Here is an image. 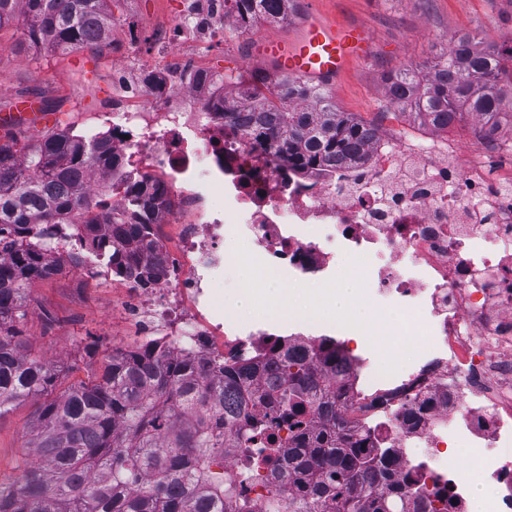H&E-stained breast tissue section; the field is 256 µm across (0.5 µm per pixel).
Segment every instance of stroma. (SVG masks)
I'll list each match as a JSON object with an SVG mask.
<instances>
[{"mask_svg": "<svg viewBox=\"0 0 512 512\" xmlns=\"http://www.w3.org/2000/svg\"><path fill=\"white\" fill-rule=\"evenodd\" d=\"M324 18L339 24H360L370 34L371 51L366 59L352 62L328 83L339 111L373 122L379 132L398 127L420 131L414 115L392 105L385 95V77L401 68L427 69L435 55L449 50L457 36L469 33L484 43L502 49L512 47V0H298ZM112 16L109 43L111 58L77 50L53 53L22 42V26L0 35V101L32 99L50 113L51 128L29 127L37 139L46 131L81 134L84 123L112 96L110 70L119 62L137 68L152 57V45L142 40L128 49L123 32L174 20V0H107ZM294 19L259 18L247 27L227 19L224 35L208 46L204 60L217 72L247 77L263 70L254 53L263 41L292 33ZM22 49H15V42ZM111 283L104 282L87 293L71 285L68 271L30 283L31 306L23 326L24 338L33 354L54 364L61 386L91 379L112 354V325L105 317L112 301ZM282 297L292 307H304L315 298L304 288L284 289L279 279L263 278L261 293L251 298L244 320L264 312V300ZM35 400L10 406L0 415V484L18 480L16 459L29 438Z\"/></svg>", "mask_w": 512, "mask_h": 512, "instance_id": "stroma-1", "label": "stroma"}]
</instances>
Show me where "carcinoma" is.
I'll return each mask as SVG.
<instances>
[{
	"label": "carcinoma",
	"mask_w": 512,
	"mask_h": 512,
	"mask_svg": "<svg viewBox=\"0 0 512 512\" xmlns=\"http://www.w3.org/2000/svg\"><path fill=\"white\" fill-rule=\"evenodd\" d=\"M105 0H0V31L23 18L25 40L67 53L106 43L111 18ZM291 0H224V16L245 26L280 18ZM385 94L409 107L424 126L447 129L462 112L492 119L512 99V49L503 54L465 33L437 56L427 74L390 73ZM224 120L239 122L259 145L289 164L309 169L357 162L378 137L377 126L336 110L327 88L284 76L275 88L256 73L224 95ZM20 130L0 133V415L18 400H41L21 478L0 485V512H272L280 490L294 485L282 512H448V500L423 494L411 500L409 481L387 456L373 457L364 437L345 429L336 386L324 368L336 349L310 358L285 348L249 387V366L224 370L217 382L191 359L150 349L107 359L95 380L55 394L54 365L28 351L22 326L29 314L27 285L60 270L48 255L39 224H70L87 247L141 285L149 270L129 251L141 234L132 223L143 207L133 185L119 207L90 217L91 172L112 154L105 142L87 145L69 132L20 143ZM112 227V242L95 234ZM295 420L288 449L275 447L268 411ZM327 416L328 427L308 420ZM267 450L256 457L252 449ZM241 449L244 472L283 461L281 482L249 497L212 469L213 455Z\"/></svg>",
	"instance_id": "carcinoma-1"
}]
</instances>
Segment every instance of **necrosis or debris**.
Instances as JSON below:
<instances>
[{
    "instance_id": "1",
    "label": "necrosis or debris",
    "mask_w": 512,
    "mask_h": 512,
    "mask_svg": "<svg viewBox=\"0 0 512 512\" xmlns=\"http://www.w3.org/2000/svg\"><path fill=\"white\" fill-rule=\"evenodd\" d=\"M178 11L180 22L150 29L163 62L133 76L114 67L112 100L81 135L110 137L120 160L95 171L94 204L123 203L134 177L156 197L142 214L156 277L145 288L121 277L109 312L127 328L118 350L204 360L211 380L224 365L276 358L279 335L216 299L225 270L246 257L286 286H317L287 323L291 344L315 354L329 289L357 258L362 300L400 325L334 321L348 365L344 419L368 435V451L391 450L415 489L446 495L451 512H469L479 483L490 489L485 512H512V146L482 139L460 163L454 134L395 129L357 167L319 175L278 164L225 123L224 85L197 61V46L224 29L223 0H179ZM410 165L417 178L388 193ZM52 252L81 254L78 280L106 281L69 226ZM393 347L400 358L384 364ZM457 448L473 449L472 465Z\"/></svg>"
}]
</instances>
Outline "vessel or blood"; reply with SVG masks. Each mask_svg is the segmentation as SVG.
Wrapping results in <instances>:
<instances>
[{"label":"vessel or blood","mask_w":512,"mask_h":512,"mask_svg":"<svg viewBox=\"0 0 512 512\" xmlns=\"http://www.w3.org/2000/svg\"><path fill=\"white\" fill-rule=\"evenodd\" d=\"M369 40L363 27L307 13L296 33L261 43L257 57L277 75L327 82L343 73L351 61L363 57Z\"/></svg>","instance_id":"1"}]
</instances>
